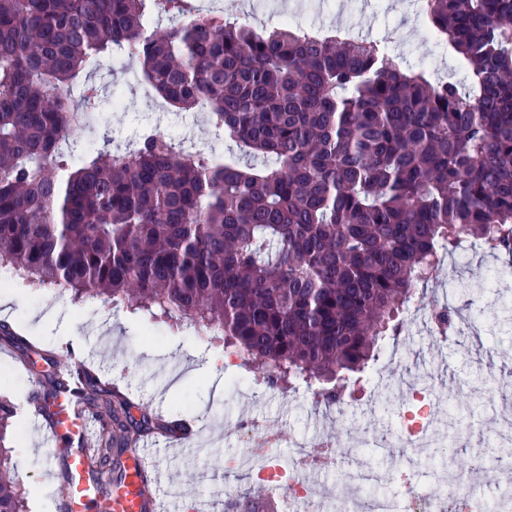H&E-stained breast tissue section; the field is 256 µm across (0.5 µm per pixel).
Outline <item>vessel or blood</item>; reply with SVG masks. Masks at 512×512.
Here are the masks:
<instances>
[{
  "label": "vessel or blood",
  "mask_w": 512,
  "mask_h": 512,
  "mask_svg": "<svg viewBox=\"0 0 512 512\" xmlns=\"http://www.w3.org/2000/svg\"><path fill=\"white\" fill-rule=\"evenodd\" d=\"M45 437L56 441L68 439L69 448L63 457L67 473L64 487L66 512H89L90 504L99 495V484L90 474L91 433L88 419L79 408L71 391L52 397L43 416ZM125 479L112 489V512H161V479L159 470L141 449L130 451L125 464Z\"/></svg>",
  "instance_id": "vessel-or-blood-1"
}]
</instances>
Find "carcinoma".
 <instances>
[{
    "mask_svg": "<svg viewBox=\"0 0 512 512\" xmlns=\"http://www.w3.org/2000/svg\"><path fill=\"white\" fill-rule=\"evenodd\" d=\"M184 2L0 0V264L114 307L136 299L339 402L401 332L440 250L478 237L512 255V0H425L465 85L401 68L382 41L258 30ZM115 54L176 111L206 104L252 161L217 163L160 129L80 149ZM0 338L38 352L7 324ZM70 385L56 372L47 395ZM77 398L102 420L92 474L106 500L129 407L93 374ZM0 512H25L7 475Z\"/></svg>",
    "mask_w": 512,
    "mask_h": 512,
    "instance_id": "obj_1",
    "label": "carcinoma"
}]
</instances>
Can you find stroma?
<instances>
[{
  "mask_svg": "<svg viewBox=\"0 0 512 512\" xmlns=\"http://www.w3.org/2000/svg\"><path fill=\"white\" fill-rule=\"evenodd\" d=\"M219 4L235 17H247L259 29L279 25L285 15L301 27L348 28L354 36L386 41L402 67L426 66L435 77H447L457 66L454 53L432 56V44L416 16V0H319L315 5L308 0H219ZM103 74L123 93L120 107L105 111L115 142L131 140L144 122L173 132L170 113L155 111L153 96L144 90L138 63L117 57L108 61ZM508 269L512 270V256L491 253L476 243L466 250L464 259H446L437 278L419 289L418 299L425 308L452 298L465 314L475 315V329L435 340L426 335L419 316L411 309L403 310L406 344L395 359L378 358L373 393L357 392L344 415L347 443L365 440L377 469L397 476L433 469L426 456H412L409 449L387 453L376 448L378 432L394 425L411 407L409 380L424 374L439 403L431 435L442 441L456 439L461 453L485 454L484 469L473 477L487 488L498 490L512 484V455L493 458L491 445L508 418L504 408L512 402V384L488 387L489 375L512 376V318L506 313L512 294L494 286L497 272ZM9 322L50 352V361H37L35 372L47 371L52 362L66 363L71 350L78 349L95 371L128 387L134 417L161 415L192 421L196 445L185 453L167 452L163 436L152 440L153 456L166 485L182 492L181 498L170 500L169 512H184L185 498L209 496L217 487L242 494L252 490L247 475L224 468L225 458L241 451L238 444L225 442L224 425L241 412L253 411L272 429L293 432L312 447L336 437L335 425L323 422L324 416L335 415L334 406L316 402L312 392L301 387L281 388L262 399L244 396L247 381L261 376L260 367L225 369L223 341H210L207 331L190 325L171 331L164 320L151 317L139 306L115 308L100 297L75 301L70 295L21 283ZM14 363V349L0 343V387L9 392L17 423L15 430L7 431L4 445L30 444L32 455L14 468L16 481L27 512H53L58 478L50 471L49 460L60 457L62 450L43 445L41 420L27 413L30 378L13 374ZM462 385L479 392L481 403L465 415L469 431L459 436L448 423L446 398Z\"/></svg>",
  "mask_w": 512,
  "mask_h": 512,
  "instance_id": "1",
  "label": "stroma"
}]
</instances>
